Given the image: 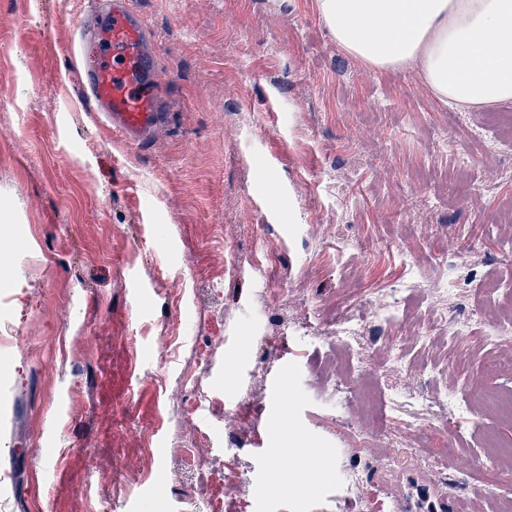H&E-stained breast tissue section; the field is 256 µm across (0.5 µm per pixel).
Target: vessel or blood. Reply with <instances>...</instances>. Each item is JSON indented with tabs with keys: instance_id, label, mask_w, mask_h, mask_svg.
Instances as JSON below:
<instances>
[{
	"instance_id": "b4317fda",
	"label": "vessel or blood",
	"mask_w": 512,
	"mask_h": 512,
	"mask_svg": "<svg viewBox=\"0 0 512 512\" xmlns=\"http://www.w3.org/2000/svg\"><path fill=\"white\" fill-rule=\"evenodd\" d=\"M92 37H79L72 54L85 101L100 112L112 133L146 144L162 122V102L151 84L156 49L147 26L129 0H90ZM89 478L84 456L62 468L54 492V512H69V499ZM397 512H461L462 503L421 477L408 476L386 487Z\"/></svg>"
}]
</instances>
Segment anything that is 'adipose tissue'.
I'll use <instances>...</instances> for the list:
<instances>
[{
  "mask_svg": "<svg viewBox=\"0 0 512 512\" xmlns=\"http://www.w3.org/2000/svg\"><path fill=\"white\" fill-rule=\"evenodd\" d=\"M337 46L383 71L419 64L444 103L512 102V0H317Z\"/></svg>",
  "mask_w": 512,
  "mask_h": 512,
  "instance_id": "obj_1",
  "label": "adipose tissue"
}]
</instances>
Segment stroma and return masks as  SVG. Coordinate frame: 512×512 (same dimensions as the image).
<instances>
[{"instance_id": "1", "label": "stroma", "mask_w": 512, "mask_h": 512, "mask_svg": "<svg viewBox=\"0 0 512 512\" xmlns=\"http://www.w3.org/2000/svg\"><path fill=\"white\" fill-rule=\"evenodd\" d=\"M132 6L171 112L144 146L83 103L73 0H0V202L16 227L0 239V512H52L64 448L93 451L71 512H193L220 483L236 487L221 512H388L381 482L406 473L499 512L512 460L489 480L477 464L512 421L455 396L512 387V368L486 370L512 358V339H490L507 308L446 297L439 264L473 250L460 276L512 278V143L485 148L487 108L442 103L418 67L370 69L315 0ZM349 313L369 327L344 344ZM446 321L472 330L457 372ZM128 360L135 391L113 392L103 423L101 370ZM426 398L430 419L408 424ZM360 426L371 447L352 443ZM403 429L408 447H391ZM302 448L330 454L303 468ZM274 463L297 487L260 497Z\"/></svg>"}]
</instances>
